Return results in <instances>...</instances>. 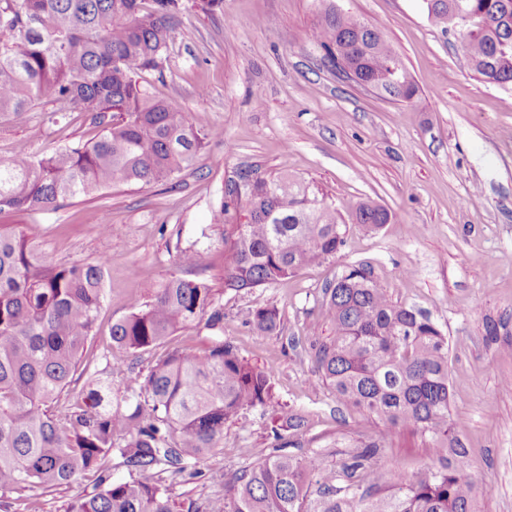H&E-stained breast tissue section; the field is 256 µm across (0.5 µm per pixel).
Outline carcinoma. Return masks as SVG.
I'll return each instance as SVG.
<instances>
[{"label": "carcinoma", "mask_w": 512, "mask_h": 512, "mask_svg": "<svg viewBox=\"0 0 512 512\" xmlns=\"http://www.w3.org/2000/svg\"><path fill=\"white\" fill-rule=\"evenodd\" d=\"M437 25L463 15L462 56L485 82L512 84V0H424ZM315 39L336 64L399 101L418 88L378 29L322 0ZM181 0H0V115L24 119L48 96L56 126L88 114L101 128L91 142L39 157L0 160V213L43 211L118 183L173 180L193 165L214 132L202 134L186 113L159 99L137 73L160 68ZM253 223L237 224L239 209ZM217 221L230 226L224 284L270 286L345 246L336 209L303 181L253 170L229 181ZM354 223L370 229L392 220L386 208L360 202ZM203 252L178 254L200 265ZM105 263H53L24 237L0 228V496L68 486L119 456L132 472L180 475L222 447L224 424L260 407L297 430L301 422L272 403L267 374L219 342L202 355L178 349L112 389L90 378L83 403L59 404L94 335L105 300ZM333 336L312 348L315 373L344 405L367 410L390 427L410 425L432 442L431 463L384 486L388 435L361 434L339 463L336 452L304 455L273 449L235 474L209 512H476L471 451L463 426L449 419L448 340L422 310L393 301L364 264L344 269L321 304ZM223 325L224 311L204 280L170 276L147 301L137 298L112 323V354H139L200 322ZM255 329L273 333L276 308L257 310ZM65 512H176L167 489L139 479L102 477Z\"/></svg>", "instance_id": "cac0c4a2"}]
</instances>
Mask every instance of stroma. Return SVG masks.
I'll list each match as a JSON object with an SVG mask.
<instances>
[{
	"label": "stroma",
	"mask_w": 512,
	"mask_h": 512,
	"mask_svg": "<svg viewBox=\"0 0 512 512\" xmlns=\"http://www.w3.org/2000/svg\"><path fill=\"white\" fill-rule=\"evenodd\" d=\"M346 15L378 28L409 71L417 100L391 99L358 84L312 33L320 0H182L161 71L140 72L153 93L186 112L190 123L220 130L173 183L117 184L36 213L5 211L0 225L20 231L46 260L107 258L106 297L87 344L89 372H111L113 385L148 371L168 351L201 353L231 343L271 378L275 401L300 418L287 453L349 451L357 434L388 431L386 482L397 483L430 460L431 445L413 427L387 428L375 414L338 403L314 372L310 346L332 334L322 289L350 264L371 266L376 283L401 305L426 312L448 339L451 418L474 451L470 474L478 512H512V88L464 69L462 32L431 22L423 0H335ZM42 99L21 121L0 116V159L36 156L100 130L89 116L48 126ZM244 166L261 175L308 183L347 219V243L335 258L277 284L236 291L224 285V225L215 210ZM371 201L394 215L378 229L350 223L352 206ZM205 250L181 268L179 251ZM213 285L224 327L178 332L110 369L102 354L112 322L131 297H147L170 275ZM274 307L280 326L254 330L256 310ZM262 409L226 423L224 444L162 481L177 512H206L223 498L233 473L275 447Z\"/></svg>",
	"instance_id": "stroma-1"
}]
</instances>
